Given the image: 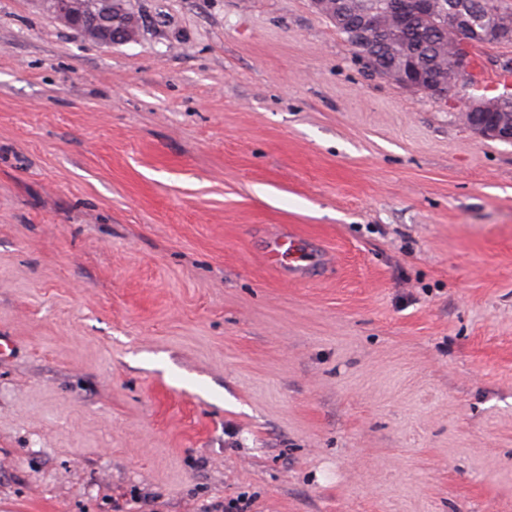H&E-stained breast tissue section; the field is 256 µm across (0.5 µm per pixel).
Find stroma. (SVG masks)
Wrapping results in <instances>:
<instances>
[{"instance_id": "stroma-1", "label": "stroma", "mask_w": 512, "mask_h": 512, "mask_svg": "<svg viewBox=\"0 0 512 512\" xmlns=\"http://www.w3.org/2000/svg\"><path fill=\"white\" fill-rule=\"evenodd\" d=\"M128 7L0 0V512H512V44L437 99L310 0ZM82 0H36L41 9L50 14L57 22L75 31L84 38L94 40L102 46L127 44L139 39L142 24L137 16L128 14L124 25L119 29L109 26L107 6L98 11L84 10ZM498 99L465 100L460 108L463 122L477 135L512 142V113L500 112ZM479 116L480 122L473 123L472 118Z\"/></svg>"}]
</instances>
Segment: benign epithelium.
<instances>
[{"label": "benign epithelium", "mask_w": 512, "mask_h": 512, "mask_svg": "<svg viewBox=\"0 0 512 512\" xmlns=\"http://www.w3.org/2000/svg\"><path fill=\"white\" fill-rule=\"evenodd\" d=\"M41 9L57 22L91 39L102 46L127 44L139 39L142 24L137 16L129 14L118 29L109 26L108 7L96 11L84 9L80 0H36ZM437 12L451 38L453 66L448 77L441 81L425 76L413 64L406 62L385 74L396 84L420 91L434 98H445L461 84L470 68L467 45H503V35L512 26L503 22H487L489 14L476 12L468 0H384L381 14L376 18L361 17L356 22L357 31H368L393 25L402 27L417 14ZM460 116L477 135L512 142V113L502 112L497 99H471L462 103Z\"/></svg>", "instance_id": "1"}]
</instances>
